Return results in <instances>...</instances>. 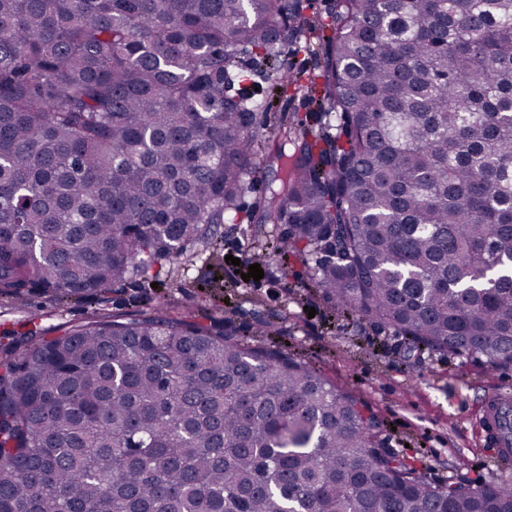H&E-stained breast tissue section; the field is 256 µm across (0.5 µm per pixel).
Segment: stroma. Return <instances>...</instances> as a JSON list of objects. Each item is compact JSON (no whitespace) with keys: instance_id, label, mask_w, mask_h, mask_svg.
Listing matches in <instances>:
<instances>
[{"instance_id":"1","label":"stroma","mask_w":512,"mask_h":512,"mask_svg":"<svg viewBox=\"0 0 512 512\" xmlns=\"http://www.w3.org/2000/svg\"><path fill=\"white\" fill-rule=\"evenodd\" d=\"M273 98V97H272ZM268 123H304L318 129L322 114L302 95L273 98ZM218 252L197 245L177 262L162 263L152 281L138 278L114 285L103 295L58 302L33 293L20 299L0 296V352L20 336L49 339L106 315L119 321L153 314L160 305L218 325L231 321L240 338L253 345L286 347L337 388L349 392L376 417L390 446L401 451L428 480L462 479L496 485L512 480V458L488 445L479 426L486 393H512V366L488 368L476 359L445 352L404 356L395 337L365 321H353L308 289V266L292 259L264 266L260 281H244L246 259L275 233L224 226ZM233 262H226V255ZM291 290H284V283ZM315 315H308V308Z\"/></svg>"}]
</instances>
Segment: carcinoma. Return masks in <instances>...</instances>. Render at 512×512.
<instances>
[{
	"label": "carcinoma",
	"instance_id": "1",
	"mask_svg": "<svg viewBox=\"0 0 512 512\" xmlns=\"http://www.w3.org/2000/svg\"><path fill=\"white\" fill-rule=\"evenodd\" d=\"M305 9L0 0V293L148 280L259 188L277 235L250 262H312L406 349L512 365V0H334L306 30ZM306 35L305 78L281 49ZM246 55L321 131L258 121ZM498 431L512 448V410ZM0 512H512V481L428 480L276 345L98 316L0 356Z\"/></svg>",
	"mask_w": 512,
	"mask_h": 512
}]
</instances>
